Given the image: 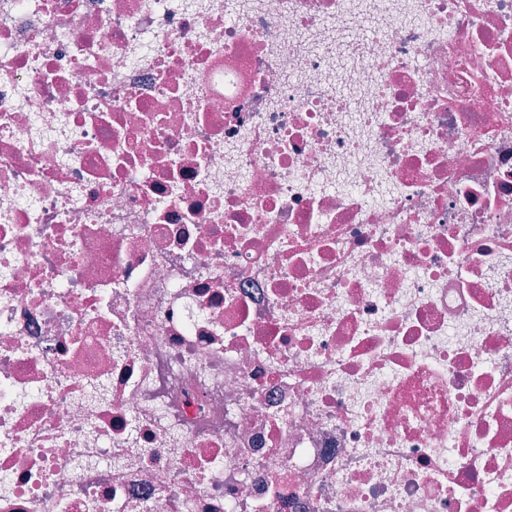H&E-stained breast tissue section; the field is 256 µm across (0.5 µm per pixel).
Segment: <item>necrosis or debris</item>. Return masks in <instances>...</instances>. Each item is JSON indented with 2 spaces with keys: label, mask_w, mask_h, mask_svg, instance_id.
Instances as JSON below:
<instances>
[{
  "label": "necrosis or debris",
  "mask_w": 512,
  "mask_h": 512,
  "mask_svg": "<svg viewBox=\"0 0 512 512\" xmlns=\"http://www.w3.org/2000/svg\"><path fill=\"white\" fill-rule=\"evenodd\" d=\"M0 512H512V0H0Z\"/></svg>",
  "instance_id": "1"
}]
</instances>
